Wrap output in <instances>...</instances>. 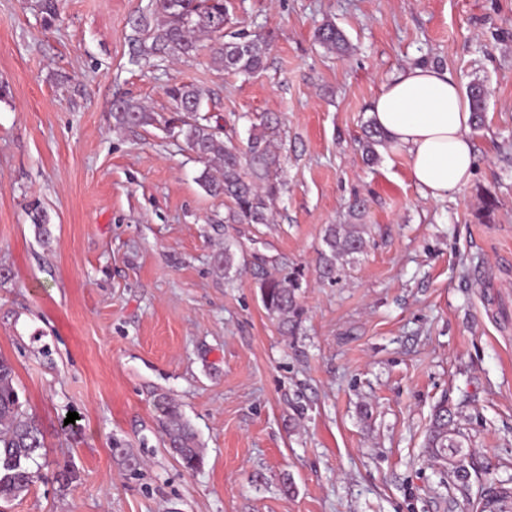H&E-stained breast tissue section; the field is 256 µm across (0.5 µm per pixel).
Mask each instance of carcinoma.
Returning <instances> with one entry per match:
<instances>
[{
  "instance_id": "cac0c4a2",
  "label": "carcinoma",
  "mask_w": 512,
  "mask_h": 512,
  "mask_svg": "<svg viewBox=\"0 0 512 512\" xmlns=\"http://www.w3.org/2000/svg\"><path fill=\"white\" fill-rule=\"evenodd\" d=\"M149 15L137 23L139 49L135 60L150 58L191 57L199 49V37L209 39L212 60L234 73L250 75L258 72L266 57L268 43L261 36L244 32L232 34L224 41V29L230 22L226 0H151ZM316 40L332 53H345L349 44L341 30L328 22L315 32ZM172 101L180 133L191 151L203 164L198 184L213 196L230 202L224 222L227 224L269 223V203L279 194L280 183L272 178V168L278 163L269 135L271 121L253 133L246 149L224 138V130L203 114L202 91L194 85H173L167 89ZM489 92L480 82L467 90L474 125L485 122V106ZM117 124L137 128L150 124L153 117L142 104L120 99L114 109ZM386 145L385 138L369 123L365 125L362 147L366 160L377 158L376 147ZM365 201L354 199L349 207L346 224L327 225L320 252L319 277L334 281L337 263L345 256L359 253L365 244ZM32 221L44 243H49V218L42 210L32 212ZM235 265V253L226 247L213 255L215 272L227 276ZM302 271L293 269L261 278L260 291L264 308L275 321L279 331L292 335L303 313L298 303L302 288ZM158 421L166 436L168 452L184 468L196 470L202 464L197 435L175 399L161 395L155 401ZM454 414L448 406L435 407L427 445L429 455L451 466L455 480L464 482L469 471L464 465L465 453L460 432L453 428ZM44 443L35 422L22 408L15 385L12 367L0 358V500L10 501L21 496L33 483L35 473L29 463L41 456ZM480 512H512V488L487 481L479 502Z\"/></svg>"
}]
</instances>
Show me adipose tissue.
Listing matches in <instances>:
<instances>
[{
	"instance_id": "adipose-tissue-1",
	"label": "adipose tissue",
	"mask_w": 512,
	"mask_h": 512,
	"mask_svg": "<svg viewBox=\"0 0 512 512\" xmlns=\"http://www.w3.org/2000/svg\"><path fill=\"white\" fill-rule=\"evenodd\" d=\"M370 115L390 143L407 150L412 180L425 196L446 197L471 180L472 117L448 71L404 68L374 97Z\"/></svg>"
}]
</instances>
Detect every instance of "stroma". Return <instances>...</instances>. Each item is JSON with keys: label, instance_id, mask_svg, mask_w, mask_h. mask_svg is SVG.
Instances as JSON below:
<instances>
[{"label": "stroma", "instance_id": "35a3bbf8", "mask_svg": "<svg viewBox=\"0 0 512 512\" xmlns=\"http://www.w3.org/2000/svg\"><path fill=\"white\" fill-rule=\"evenodd\" d=\"M148 2L58 0L49 21L43 0H0V357L45 443L0 512H475L485 478L512 487V0H229L234 30L270 42L250 77L204 49L133 63ZM326 22L348 53L316 41ZM409 65L491 90L473 178L438 200L405 149L369 166L358 142ZM174 84L242 147L277 116L273 223H224ZM122 98L154 123L118 127ZM357 196L366 246L323 280L324 231ZM285 266L304 273L288 336L259 290ZM160 394L197 431V470L165 446ZM442 400L473 455L463 484L425 452Z\"/></svg>", "mask_w": 512, "mask_h": 512}]
</instances>
